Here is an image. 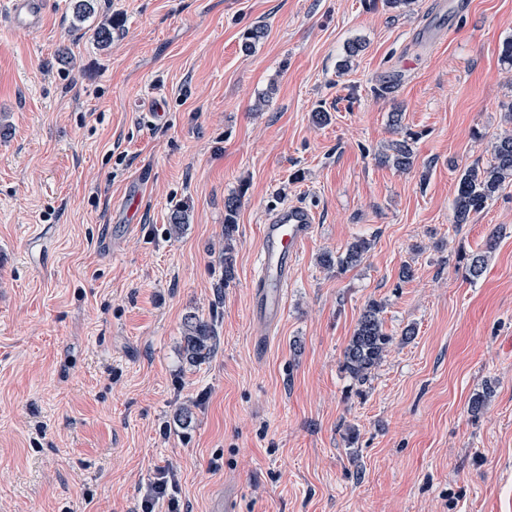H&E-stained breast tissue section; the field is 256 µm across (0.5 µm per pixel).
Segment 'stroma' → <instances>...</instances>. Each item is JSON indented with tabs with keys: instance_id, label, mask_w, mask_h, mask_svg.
I'll use <instances>...</instances> for the list:
<instances>
[{
	"instance_id": "35a3bbf8",
	"label": "stroma",
	"mask_w": 512,
	"mask_h": 512,
	"mask_svg": "<svg viewBox=\"0 0 512 512\" xmlns=\"http://www.w3.org/2000/svg\"><path fill=\"white\" fill-rule=\"evenodd\" d=\"M436 2L51 0L36 33L0 17V512H140L164 464L183 512L228 485L238 512H512V181L469 223L453 213L459 174L508 128L512 0H469L423 46ZM158 105L167 123L146 122ZM401 134L406 172L378 161ZM137 181L127 231L112 210ZM294 203L317 222L260 338V229ZM492 234L465 279L458 253ZM357 237L375 241L359 266L321 268ZM372 300L393 344L360 383L341 361ZM192 315L217 321L196 365L181 357ZM241 203V193L230 194L224 199V282L226 283L234 278L236 218ZM496 236L492 234L486 242L484 251L466 256H459V266L464 269L466 276L471 280L478 279L486 269L489 254L496 248Z\"/></svg>"
}]
</instances>
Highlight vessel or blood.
I'll return each mask as SVG.
<instances>
[{
    "instance_id": "vessel-or-blood-1",
    "label": "vessel or blood",
    "mask_w": 512,
    "mask_h": 512,
    "mask_svg": "<svg viewBox=\"0 0 512 512\" xmlns=\"http://www.w3.org/2000/svg\"><path fill=\"white\" fill-rule=\"evenodd\" d=\"M7 17L18 30L41 29L47 0H7ZM315 216L301 204L272 211L261 228L260 274L251 285V317L263 328H271L283 317L286 288L302 245L309 238Z\"/></svg>"
}]
</instances>
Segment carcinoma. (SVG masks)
<instances>
[{
  "label": "carcinoma",
  "mask_w": 512,
  "mask_h": 512,
  "mask_svg": "<svg viewBox=\"0 0 512 512\" xmlns=\"http://www.w3.org/2000/svg\"><path fill=\"white\" fill-rule=\"evenodd\" d=\"M379 163L396 170L414 167L415 153L408 139L396 140L385 152L378 155ZM512 178V133L504 132L492 143V159L486 164L475 163L460 174L453 201L454 221L466 224L470 218L483 212L493 201L504 183ZM242 194H230L224 199V283L234 278V249L237 231V213L241 207ZM373 242L359 238L350 242L338 253L325 251L319 256V264L326 270L336 268L345 271L359 265L370 252ZM496 248V236L486 242L485 250L469 256H460L466 276L478 279L486 269L489 254ZM383 306L372 300L368 302L343 351L342 368L357 382L366 381L386 357L393 337L384 328ZM216 335L211 321L190 316L185 321L183 336V359L191 364L206 360L214 351ZM494 389L487 386L475 394L468 411L472 417L482 414Z\"/></svg>",
  "instance_id": "1"
}]
</instances>
